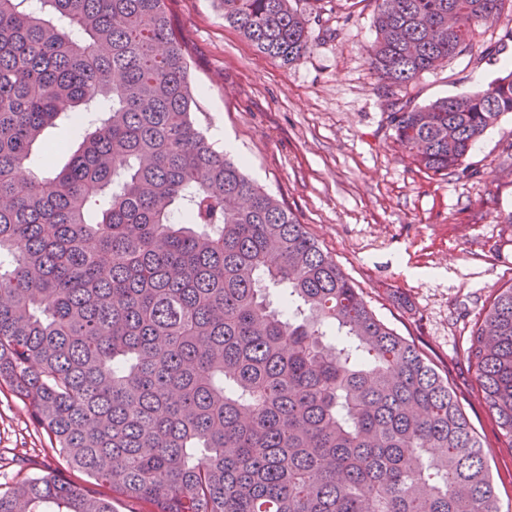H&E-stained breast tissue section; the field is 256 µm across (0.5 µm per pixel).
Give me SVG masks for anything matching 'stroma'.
Wrapping results in <instances>:
<instances>
[{"label":"stroma","instance_id":"stroma-1","mask_svg":"<svg viewBox=\"0 0 512 512\" xmlns=\"http://www.w3.org/2000/svg\"><path fill=\"white\" fill-rule=\"evenodd\" d=\"M310 47L282 65L224 23L219 0H171L188 51L195 119L237 147L247 176L305 224L375 314L447 375L480 434L499 512H512V448L477 390L470 336L512 284V113L445 176L420 170L396 142L366 50L374 0H292ZM512 69V22L486 24L472 50L421 75L414 104L487 87ZM66 472L24 403L0 387V483Z\"/></svg>","mask_w":512,"mask_h":512}]
</instances>
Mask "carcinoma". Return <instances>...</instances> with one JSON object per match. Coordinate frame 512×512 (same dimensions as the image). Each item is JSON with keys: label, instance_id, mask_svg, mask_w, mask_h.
I'll use <instances>...</instances> for the list:
<instances>
[{"label": "carcinoma", "instance_id": "1", "mask_svg": "<svg viewBox=\"0 0 512 512\" xmlns=\"http://www.w3.org/2000/svg\"><path fill=\"white\" fill-rule=\"evenodd\" d=\"M168 0H0V382L67 467L0 512H498L448 377L368 306L293 214L196 124ZM385 95L472 47L512 0H375ZM290 64V0H220ZM387 120L413 163L462 165L512 112V72ZM62 119L93 127L25 169ZM467 356L512 447V284Z\"/></svg>", "mask_w": 512, "mask_h": 512}]
</instances>
